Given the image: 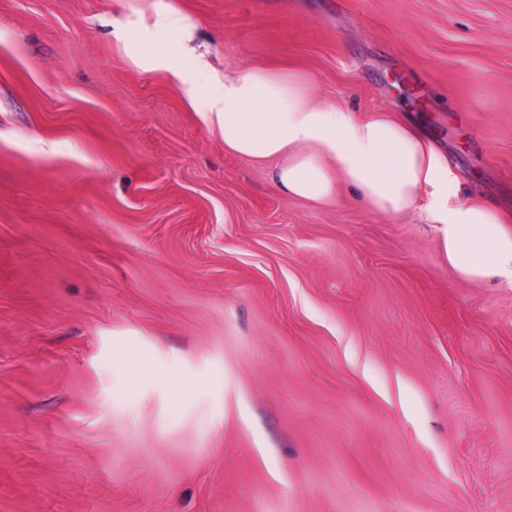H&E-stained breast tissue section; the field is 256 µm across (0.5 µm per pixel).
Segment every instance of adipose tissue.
<instances>
[{"label":"adipose tissue","instance_id":"ef3b65f1","mask_svg":"<svg viewBox=\"0 0 512 512\" xmlns=\"http://www.w3.org/2000/svg\"><path fill=\"white\" fill-rule=\"evenodd\" d=\"M122 37L137 66L164 69L188 99L203 96L202 119L223 134L225 149L279 160L275 180L285 196L324 203L348 187L369 211L430 225L459 279L512 284V214L463 198L446 156L402 117L314 101L299 73L252 67L219 74L172 63L132 31Z\"/></svg>","mask_w":512,"mask_h":512}]
</instances>
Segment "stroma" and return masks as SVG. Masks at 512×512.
Returning <instances> with one entry per match:
<instances>
[{"instance_id": "stroma-1", "label": "stroma", "mask_w": 512, "mask_h": 512, "mask_svg": "<svg viewBox=\"0 0 512 512\" xmlns=\"http://www.w3.org/2000/svg\"><path fill=\"white\" fill-rule=\"evenodd\" d=\"M169 9L512 212V0H0V512H512V286L225 151L112 33Z\"/></svg>"}]
</instances>
